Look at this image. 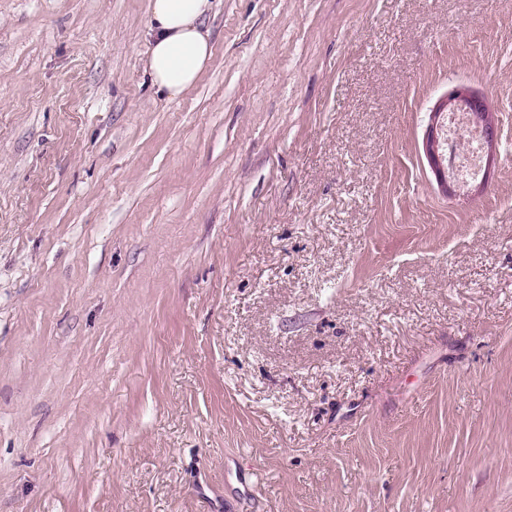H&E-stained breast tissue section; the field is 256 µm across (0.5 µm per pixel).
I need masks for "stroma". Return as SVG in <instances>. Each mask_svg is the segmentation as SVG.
<instances>
[{
	"instance_id": "obj_1",
	"label": "stroma",
	"mask_w": 512,
	"mask_h": 512,
	"mask_svg": "<svg viewBox=\"0 0 512 512\" xmlns=\"http://www.w3.org/2000/svg\"><path fill=\"white\" fill-rule=\"evenodd\" d=\"M206 25L173 98L148 0H0V512H512V0ZM462 98L470 100L475 121L487 127L490 164L493 159L490 152L498 141V124L490 113L486 101L464 85L448 87V91L436 101L430 111L432 113L425 131L424 150L428 166L442 194L450 198L458 196L453 181L465 191L481 181L485 171V142L481 128L474 122L466 105H459L450 111ZM444 112L447 114L442 128L440 119ZM441 128V144L446 153L440 144ZM462 132L465 133V137L461 140ZM448 154L451 160L449 167Z\"/></svg>"
}]
</instances>
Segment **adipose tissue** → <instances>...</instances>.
Instances as JSON below:
<instances>
[{
  "instance_id": "adipose-tissue-1",
  "label": "adipose tissue",
  "mask_w": 512,
  "mask_h": 512,
  "mask_svg": "<svg viewBox=\"0 0 512 512\" xmlns=\"http://www.w3.org/2000/svg\"><path fill=\"white\" fill-rule=\"evenodd\" d=\"M147 70L155 85L177 97L192 88L212 57L204 28L212 0H148Z\"/></svg>"
}]
</instances>
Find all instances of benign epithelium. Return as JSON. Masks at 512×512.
Listing matches in <instances>:
<instances>
[{
    "label": "benign epithelium",
    "mask_w": 512,
    "mask_h": 512,
    "mask_svg": "<svg viewBox=\"0 0 512 512\" xmlns=\"http://www.w3.org/2000/svg\"><path fill=\"white\" fill-rule=\"evenodd\" d=\"M463 98L470 100L475 121L487 127L489 148H494L498 141V124L490 113L486 101L464 85L448 87V91L436 101L431 109L430 121L425 131L424 150L428 166L434 174L442 194L450 198L457 196V187L448 177L447 155L440 144L441 116L454 108L456 103Z\"/></svg>",
    "instance_id": "1"
}]
</instances>
